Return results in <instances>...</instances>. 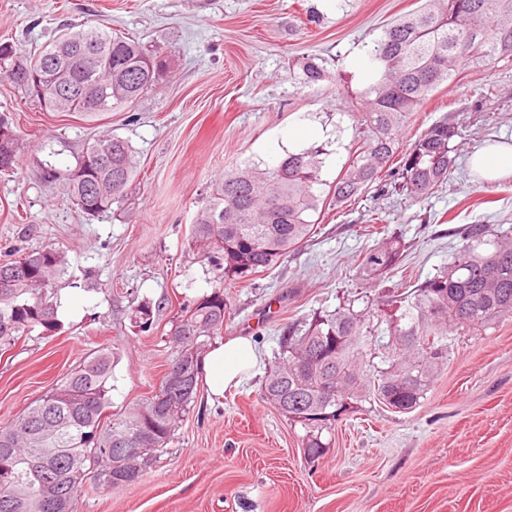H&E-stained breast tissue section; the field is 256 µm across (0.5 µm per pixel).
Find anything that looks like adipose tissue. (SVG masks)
<instances>
[{
	"instance_id": "ef3b65f1",
	"label": "adipose tissue",
	"mask_w": 512,
	"mask_h": 512,
	"mask_svg": "<svg viewBox=\"0 0 512 512\" xmlns=\"http://www.w3.org/2000/svg\"><path fill=\"white\" fill-rule=\"evenodd\" d=\"M470 163L472 171L487 182L512 175V143L486 144L471 154ZM257 362L258 354L248 338L237 337L213 346L202 364L210 394L223 395L226 388L239 384Z\"/></svg>"
}]
</instances>
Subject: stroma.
I'll use <instances>...</instances> for the list:
<instances>
[{"instance_id": "1", "label": "stroma", "mask_w": 512, "mask_h": 512, "mask_svg": "<svg viewBox=\"0 0 512 512\" xmlns=\"http://www.w3.org/2000/svg\"><path fill=\"white\" fill-rule=\"evenodd\" d=\"M420 0H0V41L48 45L66 24L114 28L167 55L158 84L132 106L86 116L52 112L0 76V115L22 143L0 172V260L51 247L67 262L51 288L60 330L33 331L0 347V426L43 396L93 351L111 348L110 398L119 409L158 387L179 347L174 331L194 302L223 289L221 339L249 337L252 374L223 396L199 386L175 438L133 484L78 492L73 512H512V316L449 331L448 355L418 404L394 412L351 403L323 430L310 459L306 430L261 397L284 327L362 295L385 301L446 269L463 242L456 228L490 224L512 237V176L476 177L470 153L512 143V61L463 66L407 120L403 147L435 122L454 124L456 165L433 195L381 191L327 209L313 234L268 270L224 283L191 242L197 212L225 172L274 164L284 151L327 145L322 177L334 180L353 137V97L385 24ZM352 74L350 90L305 84L290 59ZM309 133L303 142L293 134ZM116 135L137 172L117 213L81 214L47 169L74 167L94 139ZM404 256L377 281L358 264L383 238ZM155 307L142 332L130 320Z\"/></svg>"}]
</instances>
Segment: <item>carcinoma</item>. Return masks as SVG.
I'll return each mask as SVG.
<instances>
[{
  "mask_svg": "<svg viewBox=\"0 0 512 512\" xmlns=\"http://www.w3.org/2000/svg\"><path fill=\"white\" fill-rule=\"evenodd\" d=\"M50 51L55 52L51 79L39 91L26 77L41 70ZM367 55L376 76L358 92L361 111L352 114L349 156L333 182L321 176L324 147L288 150L272 166L248 162L224 174L197 213L192 243L205 255H221L219 278L244 280L270 268L310 235L311 215L363 193L396 156L403 179L399 190L411 198H423L448 181L456 127L436 122L406 150L400 149L399 131L435 90L457 80L462 61L484 65L512 59V0H425L419 10L387 26ZM301 69L306 84L329 79L311 60ZM165 70L161 51L96 26L71 28L34 56L13 43H0V75L54 112L99 115L126 107ZM87 83L99 85L112 100L85 99L81 89ZM17 154V135L0 118V170L13 168ZM135 172L131 144L111 135L88 145L74 168L48 175L63 180L77 208L94 216L122 202ZM457 233L463 246L448 268L386 301L392 310L385 322L393 359L378 379L368 377L360 347L373 301H364L361 310L344 304L315 312L284 328L278 365L266 375L262 396L305 426L307 455L324 452L323 427L338 420L350 399L372 395L390 409L417 405L445 355L441 328L482 326L512 315V240L498 237L490 224H465ZM402 256L401 240L391 237L365 252L359 273L376 281ZM65 264L51 247L0 263V278L13 280L11 287L0 288L1 346L37 328L46 334L59 329L57 305L45 290L64 273ZM227 308L224 292L216 289L186 311L175 332L178 358L188 366L179 386H170L164 376L151 395L111 410L114 355L103 347L0 427V470L12 475L11 482H0V512H53L40 498L45 482L71 499L87 484L112 488L137 482L190 410L202 374L204 339L221 332ZM132 322L142 331L150 329L152 307L137 308ZM326 383L336 391L330 402L323 397ZM125 437L140 450L131 464L120 461L117 451ZM43 448H57L59 454L45 458Z\"/></svg>",
  "mask_w": 512,
  "mask_h": 512,
  "instance_id": "cac0c4a2",
  "label": "carcinoma"
}]
</instances>
